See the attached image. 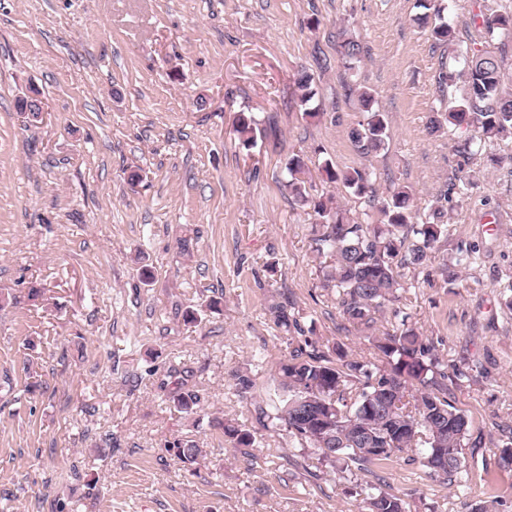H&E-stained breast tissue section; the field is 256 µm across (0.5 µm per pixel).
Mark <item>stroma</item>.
I'll list each match as a JSON object with an SVG mask.
<instances>
[{"instance_id": "obj_1", "label": "stroma", "mask_w": 512, "mask_h": 512, "mask_svg": "<svg viewBox=\"0 0 512 512\" xmlns=\"http://www.w3.org/2000/svg\"><path fill=\"white\" fill-rule=\"evenodd\" d=\"M423 12L420 0H0V512H360L376 483L408 512H512L493 446L512 432V138L486 140L476 184L449 193L471 132L428 126L462 97L463 84H438L462 64ZM346 34L362 48L353 70ZM361 86L389 127L365 155L350 140ZM34 93L36 121L18 110ZM293 154L310 197L356 221L382 216L327 183L325 163L373 171L377 199L405 186L415 208L442 211L447 240L402 269L399 301L371 329L347 324L325 285L313 210L286 185ZM213 296L218 309L186 321ZM273 303L298 329L276 327ZM397 309L461 374L447 384L470 421L464 483L405 453L342 478L268 426L284 356L307 341L387 370L374 344ZM179 384L197 415L170 403ZM225 422L255 434L253 455ZM178 439L203 448L200 468L175 457Z\"/></svg>"}]
</instances>
